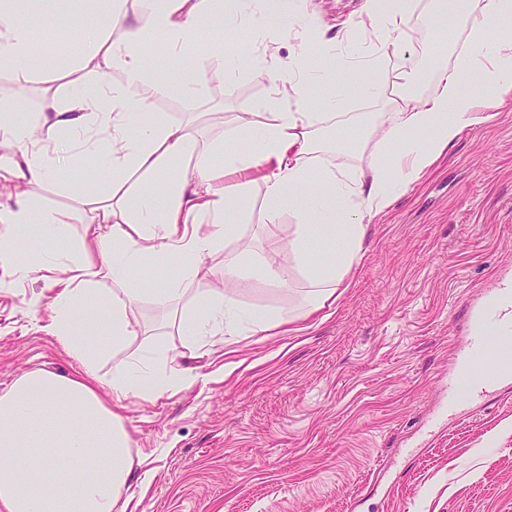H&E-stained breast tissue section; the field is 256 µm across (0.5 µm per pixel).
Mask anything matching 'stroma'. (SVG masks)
<instances>
[{"instance_id": "stroma-1", "label": "stroma", "mask_w": 512, "mask_h": 512, "mask_svg": "<svg viewBox=\"0 0 512 512\" xmlns=\"http://www.w3.org/2000/svg\"><path fill=\"white\" fill-rule=\"evenodd\" d=\"M143 92L175 123L223 113L205 128L217 139L270 85L243 74L201 98ZM245 197L239 237L259 254L281 248L292 219L264 223L257 189ZM506 267L512 99L369 224L349 287L297 331L243 328L199 348L142 301L130 350L165 344L195 381L125 403L135 471L149 477L133 488L137 512H512V387L456 415L443 391L463 303ZM305 287L246 282L237 299L284 314ZM44 291L36 278L0 288V391L32 370L79 367L46 315L29 313Z\"/></svg>"}]
</instances>
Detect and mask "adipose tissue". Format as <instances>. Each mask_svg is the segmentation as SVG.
<instances>
[{"label": "adipose tissue", "mask_w": 512, "mask_h": 512, "mask_svg": "<svg viewBox=\"0 0 512 512\" xmlns=\"http://www.w3.org/2000/svg\"><path fill=\"white\" fill-rule=\"evenodd\" d=\"M98 0H0V61L14 77L13 108L0 112V177L10 185L0 192V268L7 283L44 273L49 298H35L50 327L80 367L70 375L33 370L0 393V512H137L130 435L119 412L122 401L149 400L190 386L193 374L175 367L165 345L127 353L139 322L134 309L150 297L162 310L189 297L178 331L197 345L207 337L246 324L251 331L287 328L324 308L344 287L358 262L373 219L418 183L461 135L494 123L499 101L512 98V35L491 38L493 29L512 20V0H434L425 10L400 9L391 0H363L336 35L322 39L326 55L340 56L348 74L338 80L334 67L310 71L306 48L318 29L311 0H110L98 29L84 25ZM463 17L462 33L449 51L415 46V30L441 31L449 13ZM53 18L76 34L79 53L61 67L35 65L31 40L38 25ZM219 33L209 57L224 63L226 77L239 69L267 79L272 87L256 111L236 115L229 135L245 139L249 150L230 151L186 124L155 112L144 85L161 93L201 96L198 58L191 38L201 27ZM247 26L268 44L293 35L296 54L288 67L266 56L225 59L223 32ZM370 34L364 53L345 50L353 33ZM162 37L179 69L161 74L142 51ZM394 67L395 80L384 87L372 72ZM121 81H113V70ZM52 74L57 87H45L37 112L15 113L40 74ZM427 91L416 92L422 75ZM483 75L479 91L472 76ZM340 82L346 96L376 104L360 114L364 134L354 161L326 158L317 139L321 125L341 120L336 102L309 93L318 82ZM78 145L112 174L101 187L82 191L87 219L78 243L60 244L68 235L63 213L43 208L39 189L62 185L64 175L48 159L50 149ZM178 172L134 194L122 190L127 176L155 175L172 160ZM232 185H225V177ZM262 193L265 223L283 213L295 221L293 237L280 250L243 270L238 257L224 266L223 291H196L192 284L203 260L223 249L227 221L240 214L246 187ZM37 226L38 259L20 251L17 240ZM328 241V251L316 243ZM151 258L165 260L171 272L163 287L151 288L139 271ZM303 276L309 284L304 305L293 315L259 314L242 307L236 288L251 278L285 287ZM114 289L104 294L102 280ZM109 307L108 321L92 316ZM124 353L108 381L96 367L111 353Z\"/></svg>", "instance_id": "1"}]
</instances>
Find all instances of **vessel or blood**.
<instances>
[{"instance_id":"obj_1","label":"vessel or blood","mask_w":512,"mask_h":512,"mask_svg":"<svg viewBox=\"0 0 512 512\" xmlns=\"http://www.w3.org/2000/svg\"><path fill=\"white\" fill-rule=\"evenodd\" d=\"M460 314L466 340L448 375L449 405L494 396L512 379V270L502 269L493 288L467 302Z\"/></svg>"}]
</instances>
